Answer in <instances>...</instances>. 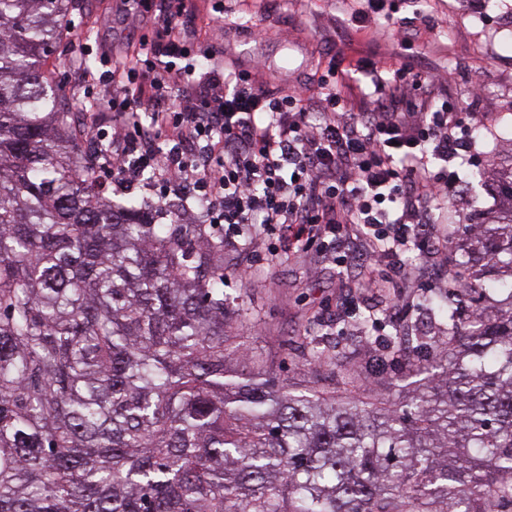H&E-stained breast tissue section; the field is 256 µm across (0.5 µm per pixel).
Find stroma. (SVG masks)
I'll list each match as a JSON object with an SVG mask.
<instances>
[{"instance_id": "1", "label": "stroma", "mask_w": 512, "mask_h": 512, "mask_svg": "<svg viewBox=\"0 0 512 512\" xmlns=\"http://www.w3.org/2000/svg\"><path fill=\"white\" fill-rule=\"evenodd\" d=\"M87 20L93 36L74 30L59 55L57 74L72 98L93 97L101 107L82 112L90 128L112 127V112L102 104L110 92L102 84L85 91L77 83L80 63L92 57L94 74L104 69L103 52L137 51L158 40L155 15L161 0H87ZM501 11H483L479 0H397L398 17L406 21L407 41L387 31L386 19L365 27L346 21L343 0H194L195 16L189 43L207 64L223 67L225 59L238 67L255 68L257 85L283 95L292 88L316 93L311 76L329 64L344 68L367 59L412 72L439 73L448 78V104L463 130L472 131L473 146L460 150L450 168L459 179L448 195V211L459 223L475 210L495 209L490 187L465 177L467 164L492 173L502 159L483 140L502 133L512 120V50L502 51L499 27L512 26V0H499ZM264 247L247 251L235 243L224 246L225 294L242 299L244 330L251 346L267 354V375L299 386L336 388L345 394L342 376L358 378L355 391L375 402L397 403L412 388L400 366L391 364L397 342L410 349L446 335L447 320L429 301L445 295L426 251L409 247L399 254L415 275L412 287L398 278L378 288H362L354 268L322 264L308 253L267 267ZM378 318V326L360 329L354 314ZM318 338L336 355L332 367H304L307 341Z\"/></svg>"}]
</instances>
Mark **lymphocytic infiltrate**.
<instances>
[{
	"label": "lymphocytic infiltrate",
	"mask_w": 512,
	"mask_h": 512,
	"mask_svg": "<svg viewBox=\"0 0 512 512\" xmlns=\"http://www.w3.org/2000/svg\"><path fill=\"white\" fill-rule=\"evenodd\" d=\"M187 12L186 0H164L157 23L168 64L105 57L112 130L98 138L113 187L149 180L190 193L211 228L228 226L251 244L270 239V266L282 252L313 251L343 267L365 240L364 288L407 245L443 250L451 231L434 214L454 174L434 163L454 159L459 145L456 115L441 104L443 76L360 61L320 73L318 96L278 97L246 70L198 71ZM176 72L194 87L174 108Z\"/></svg>",
	"instance_id": "1"
}]
</instances>
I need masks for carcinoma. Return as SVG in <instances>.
I'll list each match as a JSON object with an SVG mask.
<instances>
[{"label":"carcinoma","mask_w":512,"mask_h":512,"mask_svg":"<svg viewBox=\"0 0 512 512\" xmlns=\"http://www.w3.org/2000/svg\"><path fill=\"white\" fill-rule=\"evenodd\" d=\"M83 3L0 0V512H512V162L509 209L463 225L446 341L408 361L430 389L230 369L224 240L107 196L55 82Z\"/></svg>","instance_id":"carcinoma-1"}]
</instances>
